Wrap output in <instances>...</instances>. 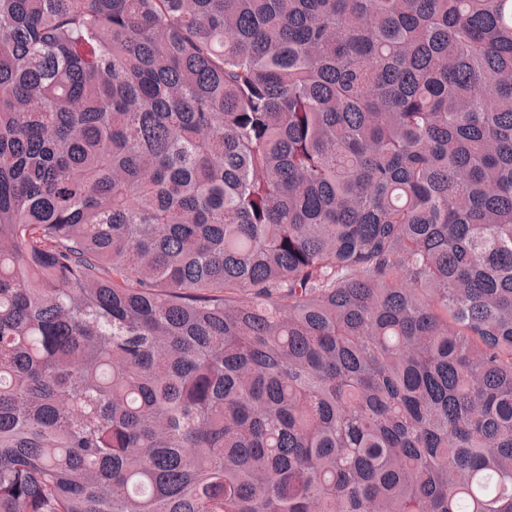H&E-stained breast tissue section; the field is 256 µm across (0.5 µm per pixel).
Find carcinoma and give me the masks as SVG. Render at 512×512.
<instances>
[{
    "mask_svg": "<svg viewBox=\"0 0 512 512\" xmlns=\"http://www.w3.org/2000/svg\"><path fill=\"white\" fill-rule=\"evenodd\" d=\"M0 512H512V0H0Z\"/></svg>",
    "mask_w": 512,
    "mask_h": 512,
    "instance_id": "obj_1",
    "label": "carcinoma"
}]
</instances>
